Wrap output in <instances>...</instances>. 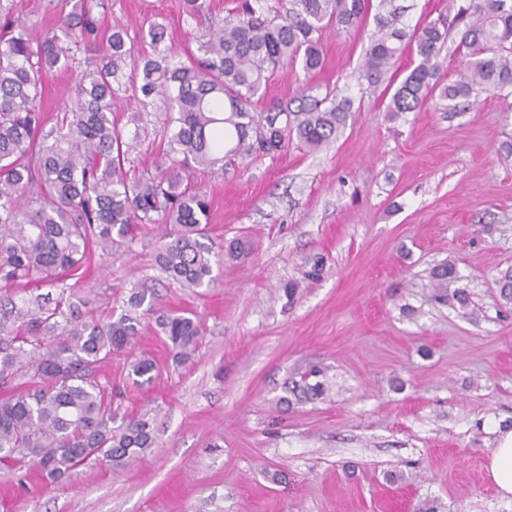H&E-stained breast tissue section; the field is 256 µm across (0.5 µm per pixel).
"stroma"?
Segmentation results:
<instances>
[{"label":"stroma","instance_id":"obj_1","mask_svg":"<svg viewBox=\"0 0 512 512\" xmlns=\"http://www.w3.org/2000/svg\"><path fill=\"white\" fill-rule=\"evenodd\" d=\"M182 4L116 0L112 15L133 34L163 24L180 52ZM373 31L323 39L316 82L358 108L335 142L196 173L211 237L251 242L212 287L167 280L150 227L131 250L92 254L81 294L97 310L147 284L204 336L177 365L142 319L136 352L157 360L153 380L123 382L121 354L102 372L123 382L121 410L155 417L158 448L46 488L0 469L6 512H512L487 473L512 429V303L496 284L512 268V96L483 91L458 111L436 97L392 116L389 94L359 79ZM447 262L473 308L436 299L432 273ZM312 364L325 396L283 403Z\"/></svg>","mask_w":512,"mask_h":512}]
</instances>
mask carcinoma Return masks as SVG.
Here are the masks:
<instances>
[{"mask_svg":"<svg viewBox=\"0 0 512 512\" xmlns=\"http://www.w3.org/2000/svg\"><path fill=\"white\" fill-rule=\"evenodd\" d=\"M265 2L237 0L235 14L209 23L183 58L164 44L157 22L134 37L116 21L102 32L112 0H47L58 25L37 39L14 0H0V465L33 468L47 487L76 467L119 466L158 447L155 419L119 413L112 378L98 377V368L134 346L140 309L177 364L193 359L203 326L160 306L148 288L132 289L120 314L97 316L76 288L88 255L129 250L136 230L155 224L154 261L167 278L194 291L211 287L224 244L210 236L209 200L192 174L291 143L320 151L352 117L351 98L310 82L264 112L256 106L284 69L299 64L313 76L324 32L360 26L370 0H278L274 9ZM205 11V0H184L186 20L197 23ZM374 21L361 77L375 90L399 83L386 111L417 112L436 94L467 99L478 87L512 95V0H446L437 19L414 26L394 0H380ZM453 33L466 73L445 84L441 52ZM406 54L412 62L402 77L396 65ZM81 66L70 105L47 126L46 76ZM127 99L136 101L130 136L116 109ZM143 112L164 114L167 150L137 170ZM453 278L451 263L434 273L439 296L468 305L466 290L448 293ZM41 286L57 297L15 301ZM124 367L135 382L158 371L145 355ZM321 376L313 366L285 392L319 399L327 392Z\"/></svg>","mask_w":512,"mask_h":512,"instance_id":"1","label":"carcinoma"}]
</instances>
